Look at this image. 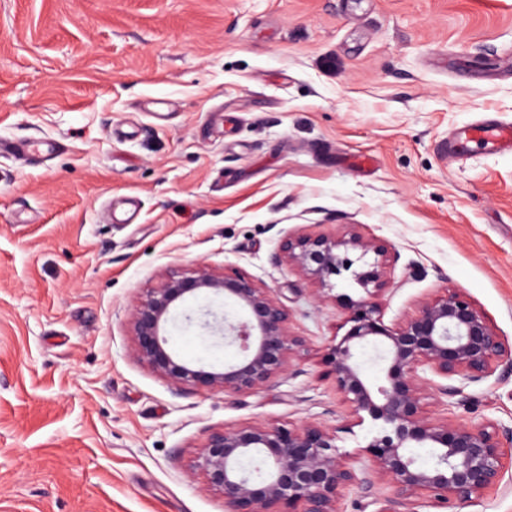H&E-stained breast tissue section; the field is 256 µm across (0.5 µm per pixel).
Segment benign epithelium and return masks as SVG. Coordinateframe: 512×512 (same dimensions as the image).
Returning <instances> with one entry per match:
<instances>
[{
    "instance_id": "1",
    "label": "benign epithelium",
    "mask_w": 512,
    "mask_h": 512,
    "mask_svg": "<svg viewBox=\"0 0 512 512\" xmlns=\"http://www.w3.org/2000/svg\"><path fill=\"white\" fill-rule=\"evenodd\" d=\"M274 260L302 274L321 302L336 278L366 293L353 303L350 330L329 345L324 360L339 401L366 414L378 430L353 460L336 454L334 435L317 421L211 431L191 468L224 500V512H339L344 489L370 493L382 485L393 488L388 512H401L420 493L451 508L497 487L512 429L490 421L448 422L424 408L426 399L451 400L469 384L512 375V343L470 300L459 293L424 300L398 327L387 328L380 319L387 252L353 228L339 237H287ZM200 296L210 302L187 305ZM217 299L226 309L214 305ZM179 317L235 348L236 359L210 370L181 359L169 348V327ZM129 326L132 358L180 390L257 391L293 374L307 346L305 337L291 332L289 311L270 289L241 270L218 272L205 263L167 274L131 310ZM368 346L382 365L378 383L366 376L358 356ZM428 372L442 382L428 386ZM416 448L432 449V463H420Z\"/></svg>"
}]
</instances>
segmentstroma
I'll use <instances>...</instances> for the list:
<instances>
[{"mask_svg": "<svg viewBox=\"0 0 512 512\" xmlns=\"http://www.w3.org/2000/svg\"><path fill=\"white\" fill-rule=\"evenodd\" d=\"M488 114L512 122V0H0V139L56 144L0 157V512H224L190 470L223 427L315 420L358 456L323 355L362 292L316 302L284 237L356 227L391 254L385 325L456 292L512 341V153H446ZM202 261L289 310L295 375L178 391L132 358L138 298ZM169 347L236 357L179 322ZM426 408L512 428V378Z\"/></svg>", "mask_w": 512, "mask_h": 512, "instance_id": "obj_1", "label": "stroma"}]
</instances>
